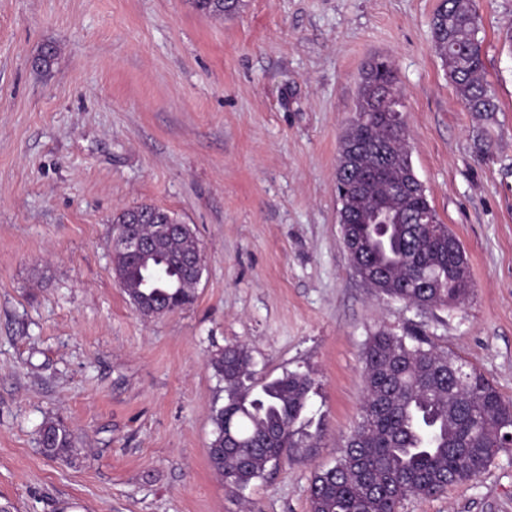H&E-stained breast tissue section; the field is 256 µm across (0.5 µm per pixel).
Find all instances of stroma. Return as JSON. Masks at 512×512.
Here are the masks:
<instances>
[{
	"instance_id": "1",
	"label": "stroma",
	"mask_w": 512,
	"mask_h": 512,
	"mask_svg": "<svg viewBox=\"0 0 512 512\" xmlns=\"http://www.w3.org/2000/svg\"><path fill=\"white\" fill-rule=\"evenodd\" d=\"M440 0H0V508L308 512L360 421L362 352L417 330L512 400V0H475L499 112H467L437 55ZM58 54L35 69L41 48ZM387 58L414 170L469 258L472 294L418 311L355 274L336 166L360 73ZM490 147L475 148L477 139ZM151 204L190 225L194 302L141 315L118 285L112 218ZM313 379L308 433L244 496L212 470L210 361ZM59 419L75 446L50 458ZM399 512H512V451ZM193 7L217 18L231 17L241 8V0H192ZM38 444L44 454L58 456L74 447L70 431L60 420H47L39 432Z\"/></svg>"
}]
</instances>
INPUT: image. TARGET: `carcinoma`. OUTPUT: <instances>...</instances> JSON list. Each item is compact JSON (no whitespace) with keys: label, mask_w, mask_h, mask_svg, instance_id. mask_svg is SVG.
I'll use <instances>...</instances> for the list:
<instances>
[{"label":"carcinoma","mask_w":512,"mask_h":512,"mask_svg":"<svg viewBox=\"0 0 512 512\" xmlns=\"http://www.w3.org/2000/svg\"><path fill=\"white\" fill-rule=\"evenodd\" d=\"M193 7L217 18L231 17L241 0H192ZM480 20L474 0H441L432 20V38L464 108L490 118L499 110L486 78ZM388 61L372 59L360 76L355 116L346 126L339 156L374 176L346 199L339 221L357 222L367 250L355 261L367 271L385 270L374 290L403 303L453 308L472 292L468 268L458 264L446 237H435L419 222L427 214L441 220L418 179L406 144V123L385 114L403 104ZM384 207L394 223L382 232L367 224L370 210ZM168 218L167 210L143 204L122 211L114 224ZM197 237L175 236L149 260L118 259L122 288L145 316L174 312L194 298L196 284L181 276L172 256L190 253ZM366 393L361 421L340 450L336 464L315 474L309 512H397L409 495L431 497L455 483L477 478L501 452L512 449V401L506 400L477 369L440 352L424 336L372 334L363 350ZM211 367L224 383L227 401L214 407L209 460L225 488L243 493L293 448L314 447L302 432L312 379L286 372L257 383L244 345L217 353ZM38 444L58 456L74 447L70 431L46 421Z\"/></svg>","instance_id":"1"}]
</instances>
